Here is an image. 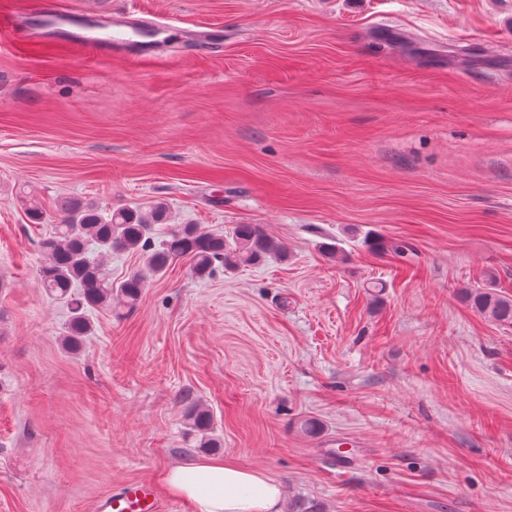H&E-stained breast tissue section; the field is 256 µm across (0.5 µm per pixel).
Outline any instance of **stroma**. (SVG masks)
Instances as JSON below:
<instances>
[{
	"label": "stroma",
	"mask_w": 512,
	"mask_h": 512,
	"mask_svg": "<svg viewBox=\"0 0 512 512\" xmlns=\"http://www.w3.org/2000/svg\"><path fill=\"white\" fill-rule=\"evenodd\" d=\"M56 2L89 34L157 22L0 41V512H94L216 454L283 512H512V328L462 299L512 296V0ZM66 199L257 224L288 256L178 260L71 352L39 277ZM336 441L362 460L337 471ZM185 417L189 423L202 435L200 448H218L217 443L208 437V432L212 425V415L210 411L198 402H190L185 408Z\"/></svg>",
	"instance_id": "obj_1"
}]
</instances>
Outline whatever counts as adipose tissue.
Listing matches in <instances>:
<instances>
[{
	"label": "adipose tissue",
	"instance_id": "ef3b65f1",
	"mask_svg": "<svg viewBox=\"0 0 512 512\" xmlns=\"http://www.w3.org/2000/svg\"><path fill=\"white\" fill-rule=\"evenodd\" d=\"M167 491L193 512H279V483L259 469L221 458L177 466L165 476Z\"/></svg>",
	"mask_w": 512,
	"mask_h": 512
}]
</instances>
